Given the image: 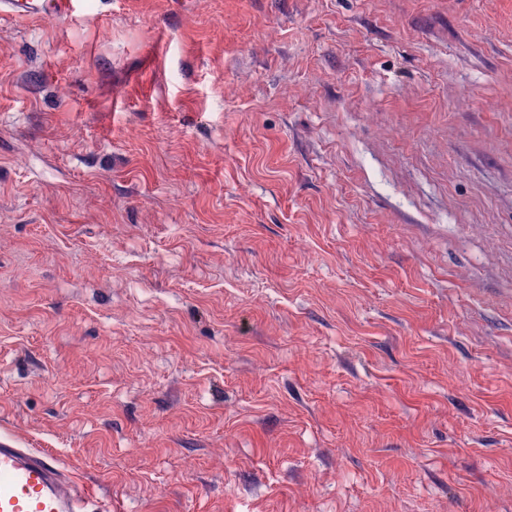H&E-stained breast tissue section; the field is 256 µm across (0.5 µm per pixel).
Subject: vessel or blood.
Masks as SVG:
<instances>
[{
    "instance_id": "1",
    "label": "vessel or blood",
    "mask_w": 512,
    "mask_h": 512,
    "mask_svg": "<svg viewBox=\"0 0 512 512\" xmlns=\"http://www.w3.org/2000/svg\"><path fill=\"white\" fill-rule=\"evenodd\" d=\"M73 0H0V16L65 15ZM91 490L56 454L0 435V512H90Z\"/></svg>"
}]
</instances>
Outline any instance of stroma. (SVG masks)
Segmentation results:
<instances>
[{
	"label": "stroma",
	"mask_w": 512,
	"mask_h": 512,
	"mask_svg": "<svg viewBox=\"0 0 512 512\" xmlns=\"http://www.w3.org/2000/svg\"><path fill=\"white\" fill-rule=\"evenodd\" d=\"M0 433L112 512H512V0L0 19Z\"/></svg>",
	"instance_id": "obj_1"
}]
</instances>
